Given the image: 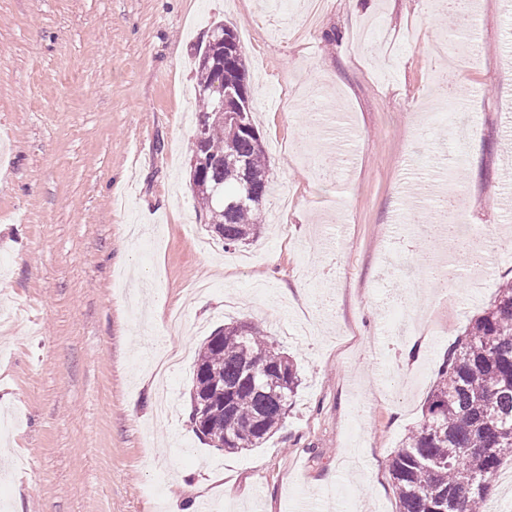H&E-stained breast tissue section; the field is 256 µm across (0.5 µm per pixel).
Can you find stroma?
I'll return each instance as SVG.
<instances>
[{"mask_svg": "<svg viewBox=\"0 0 512 512\" xmlns=\"http://www.w3.org/2000/svg\"><path fill=\"white\" fill-rule=\"evenodd\" d=\"M473 0L475 64L429 0H328L316 24L267 0H0V512H398L388 462L448 349L512 278V12ZM237 31L273 188L253 245L225 251L190 187L195 48ZM324 117L304 112L310 89ZM456 126L435 121L448 107ZM349 124L345 164L334 132ZM499 260L471 283L430 242L441 195ZM278 262H271V255ZM462 283L438 288L424 260ZM293 360L282 428L243 453L189 421L195 356L230 321ZM181 350L158 418L152 355Z\"/></svg>", "mask_w": 512, "mask_h": 512, "instance_id": "1", "label": "stroma"}]
</instances>
